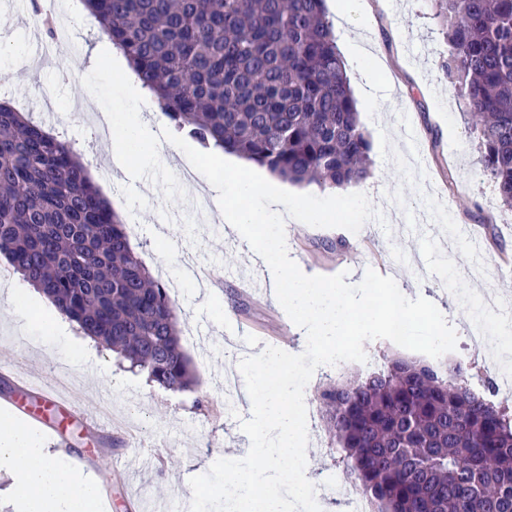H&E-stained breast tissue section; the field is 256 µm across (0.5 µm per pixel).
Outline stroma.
Returning a JSON list of instances; mask_svg holds the SVG:
<instances>
[{
	"mask_svg": "<svg viewBox=\"0 0 512 512\" xmlns=\"http://www.w3.org/2000/svg\"><path fill=\"white\" fill-rule=\"evenodd\" d=\"M367 2L368 12L359 22L373 41V55L348 59L347 73L368 133L373 175L343 190L288 185L289 199L302 210L300 221L285 226L288 248L304 274L345 271L356 284L371 268L400 278L412 297L441 304L457 334L447 360L464 361L470 385L488 398L487 385L495 377L473 348L475 328L459 297L487 289L512 305V214L503 211L479 162L478 139L463 99L437 68L446 46L431 0ZM55 4L27 0L19 15L13 0H0V69L14 70L0 96L38 115L43 99H50L61 119L59 132L73 142L88 168L111 171L110 183L99 189L125 223L139 225L133 249L153 275L165 271L180 284L181 343L195 386L190 391L159 387L99 346L90 358L80 357L77 348L88 338L78 330L72 346L57 347L45 332L48 320L33 287L0 257V279L13 282L29 302L23 320L13 303L0 297V351L16 352L22 372L42 374L77 400L106 395L109 407L98 410L102 430L96 433L67 407H47L35 393L19 391L12 379L0 378V400L15 399L44 418L64 438L75 469L108 482V512H138L140 500L186 504L192 498L190 478L234 452L244 440L240 423L251 416L242 387L235 392L236 412L225 411V370L268 345L302 353L306 341L270 296L243 290L244 281L268 280L262 258L224 224L186 205L181 168L221 174L227 158L199 151L180 156V149H192V141L151 110L146 121L159 133L154 149L168 155L170 165L139 170L132 179L113 168L106 146L80 123L78 105L88 85L96 87L99 111L116 112L126 99L122 71L114 70L112 82L96 84L98 70L111 67L114 48L106 36L87 39L84 15L69 17L77 41L50 43L55 57L73 67L67 78L54 68H14L16 58L36 53L32 12L55 14ZM363 347L366 362L320 366L305 388V474L321 475L336 489L320 500L322 512H355V507L343 494L346 481L324 430L318 391L340 377L366 375L387 355L423 358L386 339Z\"/></svg>",
	"mask_w": 512,
	"mask_h": 512,
	"instance_id": "obj_1",
	"label": "stroma"
}]
</instances>
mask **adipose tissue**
<instances>
[{
  "label": "adipose tissue",
  "mask_w": 512,
  "mask_h": 512,
  "mask_svg": "<svg viewBox=\"0 0 512 512\" xmlns=\"http://www.w3.org/2000/svg\"><path fill=\"white\" fill-rule=\"evenodd\" d=\"M127 100L132 109L112 115V158L121 170H128L135 153L138 107L146 101L133 73H126ZM204 189L224 199V222L239 236L249 234L256 213L282 222L284 216H298L294 204L282 194L273 179L241 177L239 169H229L224 179H208ZM0 471L16 473L14 496L18 512H98L100 483L96 478H76L69 457L47 448L40 432L21 422L0 423Z\"/></svg>",
  "instance_id": "obj_1"
}]
</instances>
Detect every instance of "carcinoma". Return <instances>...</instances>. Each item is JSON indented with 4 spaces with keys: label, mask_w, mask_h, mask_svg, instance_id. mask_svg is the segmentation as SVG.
Wrapping results in <instances>:
<instances>
[{
    "label": "carcinoma",
    "mask_w": 512,
    "mask_h": 512,
    "mask_svg": "<svg viewBox=\"0 0 512 512\" xmlns=\"http://www.w3.org/2000/svg\"><path fill=\"white\" fill-rule=\"evenodd\" d=\"M177 131L294 185L372 176L325 0H83ZM439 68L464 92L512 212V0H433ZM0 256L81 331L170 390L194 377L179 308L130 245L81 155L0 102ZM325 429L376 512H512V408L467 368L401 357L324 385Z\"/></svg>",
    "instance_id": "cac0c4a2"
}]
</instances>
